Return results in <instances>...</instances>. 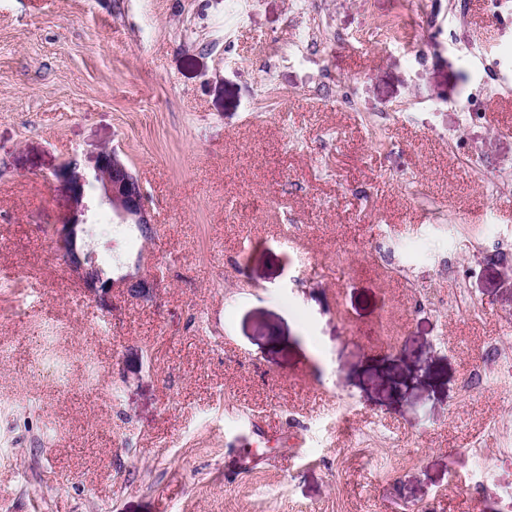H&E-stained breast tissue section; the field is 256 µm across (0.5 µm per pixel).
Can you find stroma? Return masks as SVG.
<instances>
[{
    "mask_svg": "<svg viewBox=\"0 0 512 512\" xmlns=\"http://www.w3.org/2000/svg\"><path fill=\"white\" fill-rule=\"evenodd\" d=\"M104 147L108 313L45 233ZM510 168L512 0H0V512H512ZM92 179L100 205H107L120 224H134L142 235L153 237L157 223L146 204L143 184L116 149H100Z\"/></svg>",
    "mask_w": 512,
    "mask_h": 512,
    "instance_id": "obj_1",
    "label": "stroma"
}]
</instances>
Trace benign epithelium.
Masks as SVG:
<instances>
[{"label": "benign epithelium", "instance_id": "7a95c632", "mask_svg": "<svg viewBox=\"0 0 512 512\" xmlns=\"http://www.w3.org/2000/svg\"><path fill=\"white\" fill-rule=\"evenodd\" d=\"M71 194V212L63 224L48 229V237L72 274L78 278L85 292L102 311L112 310V291L124 288L133 297L147 298L157 285L154 275L137 271L116 279L103 275L96 264L94 253L85 248L81 234L91 220V206L85 186L94 181L99 189V204L108 206L122 224H132L149 237L156 232L155 216L145 200L141 180L121 160L114 148H102L97 155L93 179H88L75 160L69 161L59 173Z\"/></svg>", "mask_w": 512, "mask_h": 512}]
</instances>
